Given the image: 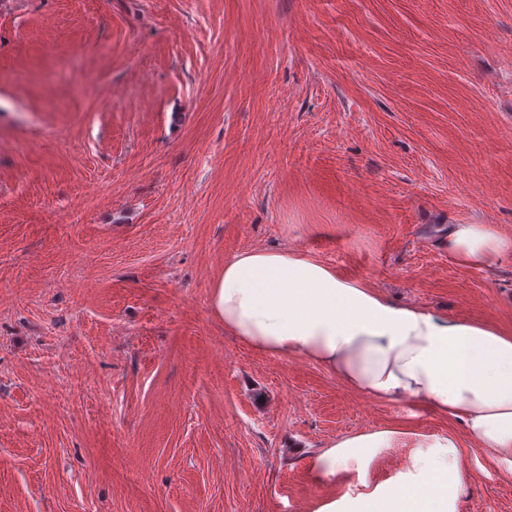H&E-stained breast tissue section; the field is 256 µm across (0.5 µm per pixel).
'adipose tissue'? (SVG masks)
I'll list each match as a JSON object with an SVG mask.
<instances>
[{"mask_svg": "<svg viewBox=\"0 0 512 512\" xmlns=\"http://www.w3.org/2000/svg\"><path fill=\"white\" fill-rule=\"evenodd\" d=\"M447 245L449 257L477 268L512 255V237L488 224L451 226ZM210 310L250 348L308 359L374 401L419 402L461 420L493 466L512 475V334L395 304L368 282L288 249H250L227 260ZM403 434L378 428L320 449L314 479L343 481L347 490L313 512H460L468 475L449 436L420 435L410 467L371 484L374 463Z\"/></svg>", "mask_w": 512, "mask_h": 512, "instance_id": "adipose-tissue-1", "label": "adipose tissue"}]
</instances>
